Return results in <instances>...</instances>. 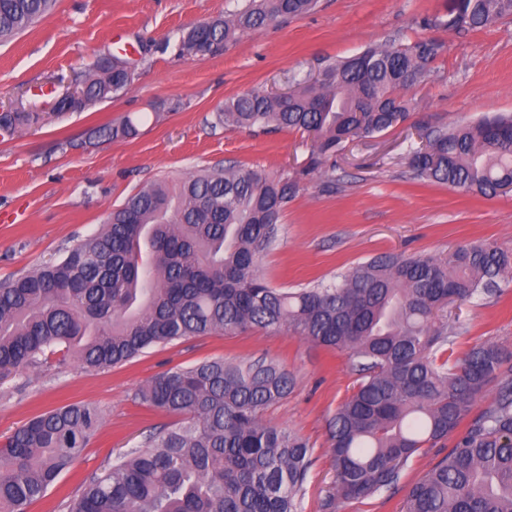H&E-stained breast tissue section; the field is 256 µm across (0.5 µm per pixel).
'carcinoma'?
Listing matches in <instances>:
<instances>
[{
	"mask_svg": "<svg viewBox=\"0 0 512 512\" xmlns=\"http://www.w3.org/2000/svg\"><path fill=\"white\" fill-rule=\"evenodd\" d=\"M57 0H0V43L52 13ZM317 0H251L222 19L190 28L180 56L217 55L243 33L312 11ZM512 15V0H448L430 20L452 30L487 27ZM440 45L432 39L373 46L322 66L290 94L253 90L224 102L229 131L295 130L311 137L301 175L326 166L348 140L374 138L406 118L408 92L422 83ZM132 72L115 57L95 64L82 97L55 110L115 98ZM40 114L0 113L14 136ZM104 141L135 137L125 117L93 131ZM410 146L415 176L494 197L512 186V117L419 126ZM299 178L215 165L180 180L161 178L128 196L102 230L63 257L0 281V382L51 357L89 370L131 361L193 336L286 330L347 352L360 382L336 410L329 443L336 499L395 488L411 458L458 435L448 455L410 487L405 512H512V356L475 344L438 360L453 326L433 324L448 301L492 297L512 284V250L466 245L450 256H376L326 285L298 292L260 273ZM293 378L263 359H214L154 376L142 400L178 420L107 464L70 512H296L310 448L262 411L290 393ZM495 389L478 414V397ZM100 411L71 404L43 413L0 445V512H26L81 455ZM462 434H457L461 425Z\"/></svg>",
	"mask_w": 512,
	"mask_h": 512,
	"instance_id": "carcinoma-1",
	"label": "carcinoma"
}]
</instances>
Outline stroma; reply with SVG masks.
Instances as JSON below:
<instances>
[{"label":"stroma","mask_w":512,"mask_h":512,"mask_svg":"<svg viewBox=\"0 0 512 512\" xmlns=\"http://www.w3.org/2000/svg\"><path fill=\"white\" fill-rule=\"evenodd\" d=\"M445 2L319 0L304 16L243 34L221 55L182 57L175 45L183 31L238 10L245 0H58L52 14L0 45V111L43 116L18 136L0 138V281L60 259L156 178L186 177L219 163L268 174L301 170L309 140L294 131L224 130L216 111L225 99L254 89L275 93L317 72L324 61L424 38L439 42L441 50L411 93L408 120L375 139L348 142L331 179H301L260 271L273 286L295 291L331 282L382 253L439 255L479 242L512 247V192L482 197L412 177L410 137L419 123L512 113V16L465 32L423 26V18L443 15ZM117 30L119 44L112 39ZM121 52L133 63L134 80L117 98L58 114L51 100L34 94L40 85L58 91L78 85L100 56ZM126 115L137 120L136 137L110 143L94 138V129ZM438 320L455 327L454 352L487 343L512 353V286L497 298L451 304ZM257 358L275 361L293 378L288 396L262 418L309 442L311 465L297 509L325 512L336 483L329 423L359 376L345 352L258 329L156 346L104 370L71 363L0 384V442L64 405L88 404L103 414L79 459L27 512H67L104 464L173 423V416L139 397L153 376L207 360ZM447 453L444 447L421 449L395 489L337 501L336 512H403L411 484Z\"/></svg>","instance_id":"stroma-1"}]
</instances>
